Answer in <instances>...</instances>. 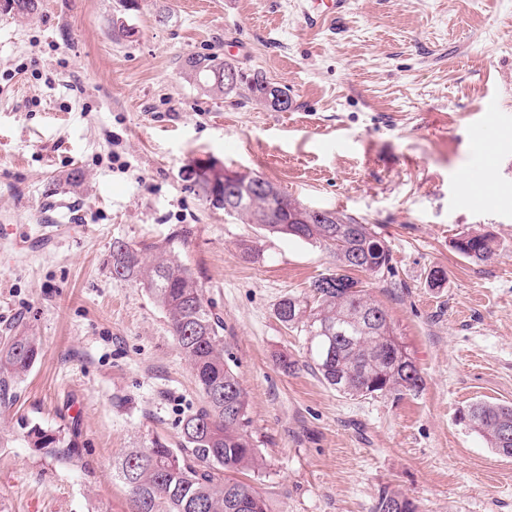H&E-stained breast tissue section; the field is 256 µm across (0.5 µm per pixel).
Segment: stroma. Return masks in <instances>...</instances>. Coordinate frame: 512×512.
<instances>
[{
    "label": "stroma",
    "instance_id": "obj_1",
    "mask_svg": "<svg viewBox=\"0 0 512 512\" xmlns=\"http://www.w3.org/2000/svg\"><path fill=\"white\" fill-rule=\"evenodd\" d=\"M120 16L135 34L117 41ZM206 53L286 85L292 109L201 89L180 65ZM477 121L502 159L469 187ZM205 166L372 225L393 270L367 290L419 392L351 398L319 380L275 309L334 258L226 215ZM2 225L0 336L33 333L42 352L0 406V512H128L115 459L153 433L178 443L201 402L165 312L112 279L116 238L174 239L223 321L269 512H373L386 486L418 512H512V457L458 421L478 400L512 404V0H352L314 22L300 0H41L24 18L0 0ZM468 231L496 237L494 260L458 255ZM36 426L72 459L34 447Z\"/></svg>",
    "mask_w": 512,
    "mask_h": 512
}]
</instances>
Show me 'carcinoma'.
Returning <instances> with one entry per match:
<instances>
[{
  "label": "carcinoma",
  "mask_w": 512,
  "mask_h": 512,
  "mask_svg": "<svg viewBox=\"0 0 512 512\" xmlns=\"http://www.w3.org/2000/svg\"><path fill=\"white\" fill-rule=\"evenodd\" d=\"M6 5L25 17L36 12L38 0H6ZM183 69L216 95L244 89L276 112L293 107L287 87L271 82L262 71L245 72L217 54L193 55ZM256 181L259 185L243 190L229 179L227 169L218 175L205 171L201 177L204 190L224 196L231 207L227 215L270 234L318 244L336 257V270L310 285L313 302L288 296L275 310L280 322L303 328L310 360L322 381L350 397L419 391L422 373L387 311L350 275L356 271L377 277L391 271L393 257L386 242L363 219L332 210L325 216L278 189L271 197L264 187L272 184L260 176ZM453 248L482 263L493 260L498 251L490 233H462ZM107 267L112 278L147 288L165 312L202 396L201 405L180 421L178 445L155 434L117 458L115 476L138 501L140 512H245L239 503L254 496L258 512H268L266 499L238 479L260 469L248 431L247 393L224 362L223 323L213 316L195 274L180 260L170 239L139 247L116 238ZM39 353L38 337L28 333L0 342V404L10 403L14 384L31 371ZM460 422L482 435L494 452L512 457V404L475 402L460 412ZM30 436L36 447L70 457L72 448L63 447L58 435L35 427ZM374 512H416V506L385 486Z\"/></svg>",
  "instance_id": "1"
}]
</instances>
